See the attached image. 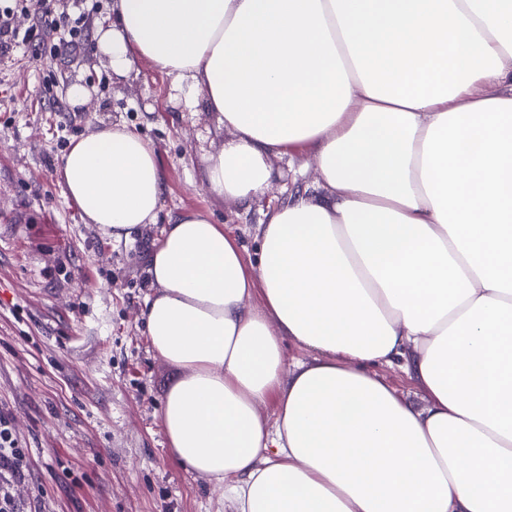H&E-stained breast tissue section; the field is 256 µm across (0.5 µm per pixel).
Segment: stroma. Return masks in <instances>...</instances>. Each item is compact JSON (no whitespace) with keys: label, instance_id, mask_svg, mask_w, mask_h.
Wrapping results in <instances>:
<instances>
[{"label":"stroma","instance_id":"stroma-1","mask_svg":"<svg viewBox=\"0 0 512 512\" xmlns=\"http://www.w3.org/2000/svg\"><path fill=\"white\" fill-rule=\"evenodd\" d=\"M112 0H86L84 52L0 59V408L29 450L23 496L44 512H229L226 489L184 470L159 421L177 368L150 348L147 253L164 224L209 215L255 257L268 211L311 187L309 152L270 158L274 188L238 203L204 185L228 137L204 94L139 61L112 72L95 51ZM90 92L73 106L67 90ZM119 123L154 142L165 192L156 223L120 242L85 223L60 181L71 140Z\"/></svg>","mask_w":512,"mask_h":512}]
</instances>
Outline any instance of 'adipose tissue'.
<instances>
[{
  "label": "adipose tissue",
  "mask_w": 512,
  "mask_h": 512,
  "mask_svg": "<svg viewBox=\"0 0 512 512\" xmlns=\"http://www.w3.org/2000/svg\"><path fill=\"white\" fill-rule=\"evenodd\" d=\"M97 50L202 90L232 133L213 194L262 198L295 146L318 172L258 261L202 213L152 245L176 461L233 512H512V0H113ZM60 176L112 239L156 221L157 148L126 127L73 142ZM286 338L314 360L286 363ZM377 372L404 398L422 403L423 393L418 384L397 367L380 366Z\"/></svg>",
  "instance_id": "obj_1"
}]
</instances>
